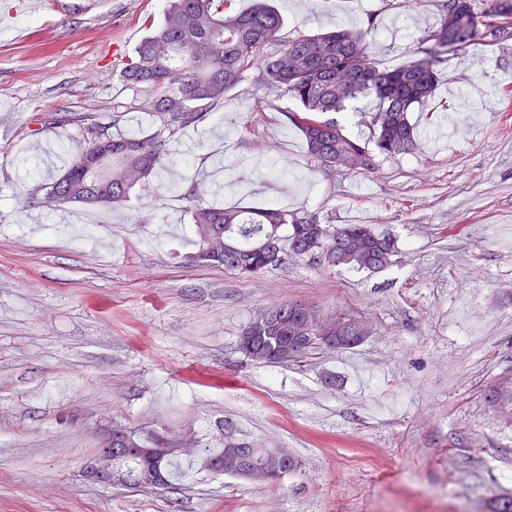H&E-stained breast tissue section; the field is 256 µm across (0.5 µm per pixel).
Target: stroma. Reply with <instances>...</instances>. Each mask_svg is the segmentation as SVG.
<instances>
[{
  "label": "stroma",
  "mask_w": 512,
  "mask_h": 512,
  "mask_svg": "<svg viewBox=\"0 0 512 512\" xmlns=\"http://www.w3.org/2000/svg\"><path fill=\"white\" fill-rule=\"evenodd\" d=\"M283 35L376 16L373 56L401 64L439 0H277ZM166 0H66L0 34V512H492L512 498V40L450 55L412 112L415 153L367 173L321 171L255 74L202 125L171 131L168 170L120 209L39 205L87 130L151 134L120 62ZM278 200L326 224L398 241L370 273L294 259L243 279L188 262L194 204ZM305 301L373 333L315 363L264 365L238 349L260 312ZM337 385H330L329 376ZM220 448H284L276 486L193 466L165 490L85 473L113 429Z\"/></svg>",
  "instance_id": "1"
}]
</instances>
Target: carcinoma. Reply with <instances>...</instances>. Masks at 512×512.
Here are the masks:
<instances>
[{"label": "carcinoma", "mask_w": 512, "mask_h": 512, "mask_svg": "<svg viewBox=\"0 0 512 512\" xmlns=\"http://www.w3.org/2000/svg\"><path fill=\"white\" fill-rule=\"evenodd\" d=\"M231 2L167 0L162 21L122 60V79L142 93L139 109L157 113L167 128L198 125L255 70L259 86L282 91L298 103L288 120L302 133L310 156L327 171L340 165L365 173L377 155L391 158L415 151L419 138L410 114L434 93L448 53L512 35V0H491L484 8L476 0H445V14L431 34L402 64L381 69L372 59L377 34L372 21L365 27L284 38L283 20L272 0H253L248 10L238 12L231 10ZM275 44L279 49L268 51ZM363 98L376 102L373 110L361 112L370 132L365 140L348 134L336 120L349 103ZM81 153L97 155V165L89 170L69 165L49 186L43 203L119 208L169 159L162 130L114 136L95 126ZM272 230L281 253L275 259L262 247ZM190 233L196 246L190 261L221 266L243 278L278 268L290 258L375 272L399 254L396 240L371 224H323L314 213L290 211L275 202L247 210L198 204L190 210ZM294 306L287 301L271 308L279 314L278 326L265 333L258 350L242 351L247 359L275 363L273 348L288 344L292 336L357 335L359 319L348 313H338L334 328L327 329L319 311L298 319ZM112 447L126 449L112 457V465L134 488L152 486L151 473L162 470L166 489L180 473L175 462L180 451L146 454V444L131 431L112 432ZM247 447V441L229 437L224 447L203 448L201 455L222 460L228 470L235 460L224 449ZM249 459L259 471L283 468L263 448L252 449Z\"/></svg>", "instance_id": "obj_1"}]
</instances>
